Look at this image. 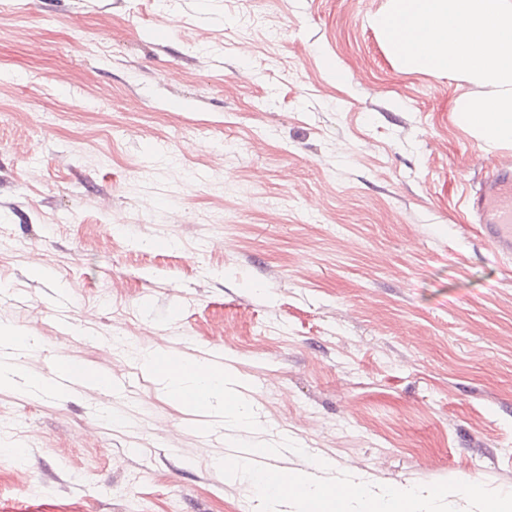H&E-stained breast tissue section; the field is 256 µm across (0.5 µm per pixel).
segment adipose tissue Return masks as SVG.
<instances>
[{
    "mask_svg": "<svg viewBox=\"0 0 512 512\" xmlns=\"http://www.w3.org/2000/svg\"><path fill=\"white\" fill-rule=\"evenodd\" d=\"M161 357L153 352L140 356L144 368L153 370L158 382L163 383L166 394L191 412L201 410L232 419L243 429L251 427L256 418L245 400L229 389L228 377L210 364L199 362L194 369L161 368ZM235 472L255 496L264 501L270 512H346V501H355L357 512H420L423 501L442 498L438 487L423 490L406 487L375 488L363 481H348L345 492L332 485H312L301 474L290 475V483L300 485L297 494H273L263 484L248 463H238Z\"/></svg>",
    "mask_w": 512,
    "mask_h": 512,
    "instance_id": "ef3b65f1",
    "label": "adipose tissue"
}]
</instances>
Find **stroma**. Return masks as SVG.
Listing matches in <instances>:
<instances>
[{
  "mask_svg": "<svg viewBox=\"0 0 512 512\" xmlns=\"http://www.w3.org/2000/svg\"><path fill=\"white\" fill-rule=\"evenodd\" d=\"M387 0H0V512H262L230 449L336 486L512 490V257L465 195L508 148L402 67ZM68 302L71 321L57 325ZM132 349L224 353L204 440ZM132 396L31 387L59 357Z\"/></svg>",
  "mask_w": 512,
  "mask_h": 512,
  "instance_id": "obj_1",
  "label": "stroma"
}]
</instances>
